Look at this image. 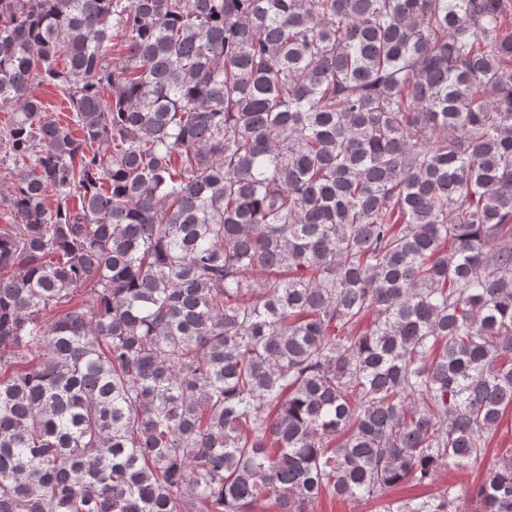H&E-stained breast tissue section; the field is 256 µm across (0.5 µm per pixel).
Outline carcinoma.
I'll use <instances>...</instances> for the list:
<instances>
[{"instance_id": "1", "label": "carcinoma", "mask_w": 512, "mask_h": 512, "mask_svg": "<svg viewBox=\"0 0 512 512\" xmlns=\"http://www.w3.org/2000/svg\"><path fill=\"white\" fill-rule=\"evenodd\" d=\"M508 11L0 0V512H512ZM34 91L35 94L44 101L48 108V113L52 115L53 118L59 117L61 120L65 121V115H69V110L67 109L68 104L64 103L63 97L58 92L47 87L39 86H35ZM512 425L510 417L506 416L498 431L491 439L485 455L477 461L463 468L450 467L442 469L435 482L430 486L404 483L391 489L387 498L392 500H406L415 496H422L436 491L440 486L447 485L456 490L469 491L471 487L482 482L488 471L496 463L507 446L512 444V434L507 430ZM312 512H376L371 511V505L353 504L334 497H323L313 506Z\"/></svg>"}]
</instances>
